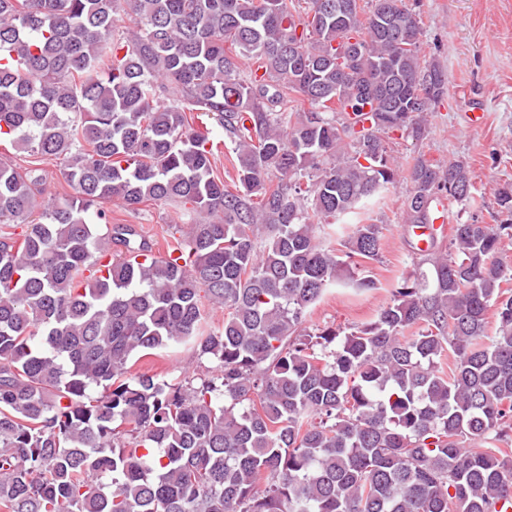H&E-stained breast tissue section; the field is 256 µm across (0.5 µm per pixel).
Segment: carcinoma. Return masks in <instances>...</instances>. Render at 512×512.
<instances>
[{
    "instance_id": "1",
    "label": "carcinoma",
    "mask_w": 512,
    "mask_h": 512,
    "mask_svg": "<svg viewBox=\"0 0 512 512\" xmlns=\"http://www.w3.org/2000/svg\"><path fill=\"white\" fill-rule=\"evenodd\" d=\"M422 35L405 0H0V139L74 190L0 159V512H512V224L368 269L374 200L406 183L418 227L473 199L468 162L403 173L383 139L447 90ZM113 202L189 220L160 253ZM333 286L388 299L309 330ZM181 344L211 366L131 372ZM37 164L41 168L46 177L45 190L47 193L57 194L60 196L71 195L74 193L65 178V164L62 159L54 157L39 158Z\"/></svg>"
}]
</instances>
